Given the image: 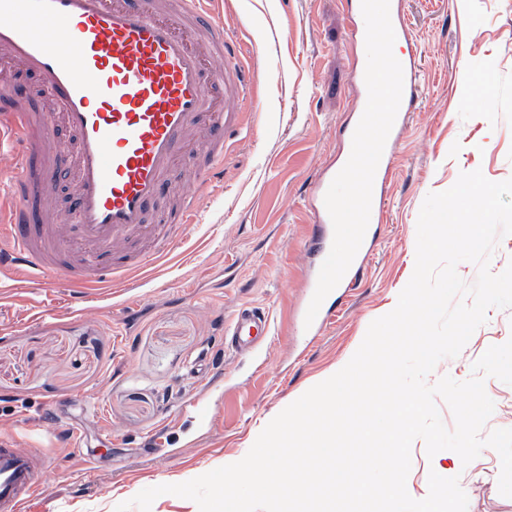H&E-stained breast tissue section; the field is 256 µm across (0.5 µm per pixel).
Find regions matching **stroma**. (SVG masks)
Returning <instances> with one entry per match:
<instances>
[{"mask_svg":"<svg viewBox=\"0 0 512 512\" xmlns=\"http://www.w3.org/2000/svg\"><path fill=\"white\" fill-rule=\"evenodd\" d=\"M351 0H223L251 82L245 124L224 149L222 186L198 223L133 291L85 304L69 291L0 292V438L41 449L50 466L30 512H114L141 490L243 458L284 408L345 366L370 323L392 311L416 261L425 197L481 170L512 178V0H396L416 62V110L396 141L373 254L320 335L300 327L314 277L318 184L342 163L365 57ZM263 309L273 334L238 354L224 325ZM512 339V309L492 308L461 352L438 362L462 382ZM215 374L198 376L200 358ZM53 411L61 428L45 425ZM79 434L70 447L66 429ZM490 447L460 479L468 512H512Z\"/></svg>","mask_w":512,"mask_h":512,"instance_id":"35a3bbf8","label":"stroma"}]
</instances>
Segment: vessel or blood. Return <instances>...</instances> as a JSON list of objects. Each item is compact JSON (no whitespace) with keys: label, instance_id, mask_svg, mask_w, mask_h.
Returning <instances> with one entry per match:
<instances>
[{"label":"vessel or blood","instance_id":"obj_1","mask_svg":"<svg viewBox=\"0 0 512 512\" xmlns=\"http://www.w3.org/2000/svg\"><path fill=\"white\" fill-rule=\"evenodd\" d=\"M218 0H0V78L19 70L48 87L74 145L54 139L38 114L0 104V274L35 288L62 282L75 302L163 257L174 225L196 223L202 195L221 182L224 133L240 123L245 68L215 12ZM403 95L388 136L396 142L416 108V72L401 58ZM70 158L71 224L44 221L58 158ZM391 155L374 179L371 220L386 201ZM184 189L167 214L151 209L171 182ZM314 195L319 259L333 242L324 198ZM238 350L271 335L255 308L226 328ZM47 463L0 439V512H25Z\"/></svg>","mask_w":512,"mask_h":512}]
</instances>
